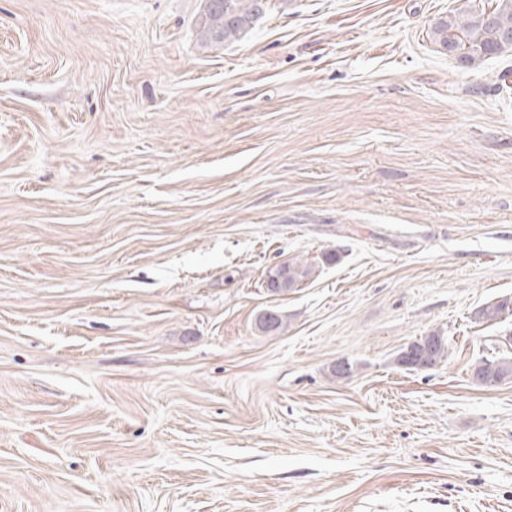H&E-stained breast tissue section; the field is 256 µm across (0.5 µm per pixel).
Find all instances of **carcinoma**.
<instances>
[{
	"instance_id": "carcinoma-1",
	"label": "carcinoma",
	"mask_w": 512,
	"mask_h": 512,
	"mask_svg": "<svg viewBox=\"0 0 512 512\" xmlns=\"http://www.w3.org/2000/svg\"><path fill=\"white\" fill-rule=\"evenodd\" d=\"M262 0H207L196 20L200 38L209 43H230L243 38L261 11ZM433 33L449 54L466 66L473 67L495 56L512 52V0H493L490 7L467 5L438 20ZM314 273L311 265L284 263L266 274V279L283 278V294L301 286ZM512 314V299L504 298L484 305L478 317L488 321ZM257 325L264 332L283 326V315L275 309L263 311ZM448 338L432 332L400 349L396 364L409 371L434 367L448 359ZM474 381L494 387L512 378V357L483 358L472 370Z\"/></svg>"
}]
</instances>
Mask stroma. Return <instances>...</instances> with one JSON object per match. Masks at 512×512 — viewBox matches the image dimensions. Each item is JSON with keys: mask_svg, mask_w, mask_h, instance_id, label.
<instances>
[{"mask_svg": "<svg viewBox=\"0 0 512 512\" xmlns=\"http://www.w3.org/2000/svg\"><path fill=\"white\" fill-rule=\"evenodd\" d=\"M463 4L210 46L204 0H0V512H512V380L471 376L512 356V52L435 43ZM313 273L314 268L309 264L303 265L299 262H288L269 270L266 274V280L283 277V288H280L276 294L281 295L301 286ZM448 338L440 332L421 336L400 349L395 357L396 364L409 371L434 367L448 359ZM472 377L480 386H497L512 378V357L483 358L476 362Z\"/></svg>", "mask_w": 512, "mask_h": 512, "instance_id": "obj_1", "label": "stroma"}]
</instances>
